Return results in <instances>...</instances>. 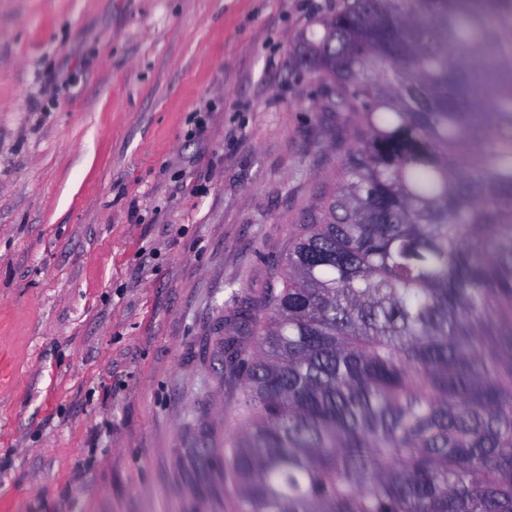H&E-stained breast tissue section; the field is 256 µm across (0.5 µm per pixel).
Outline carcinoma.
Instances as JSON below:
<instances>
[{
    "label": "carcinoma",
    "mask_w": 512,
    "mask_h": 512,
    "mask_svg": "<svg viewBox=\"0 0 512 512\" xmlns=\"http://www.w3.org/2000/svg\"><path fill=\"white\" fill-rule=\"evenodd\" d=\"M300 47L361 125L230 353L235 512H512V0H343Z\"/></svg>",
    "instance_id": "1"
}]
</instances>
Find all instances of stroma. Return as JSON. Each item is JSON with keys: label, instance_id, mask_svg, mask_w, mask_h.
<instances>
[{"label": "stroma", "instance_id": "1", "mask_svg": "<svg viewBox=\"0 0 512 512\" xmlns=\"http://www.w3.org/2000/svg\"><path fill=\"white\" fill-rule=\"evenodd\" d=\"M341 0H0V512H232L264 293L360 119Z\"/></svg>", "mask_w": 512, "mask_h": 512}]
</instances>
